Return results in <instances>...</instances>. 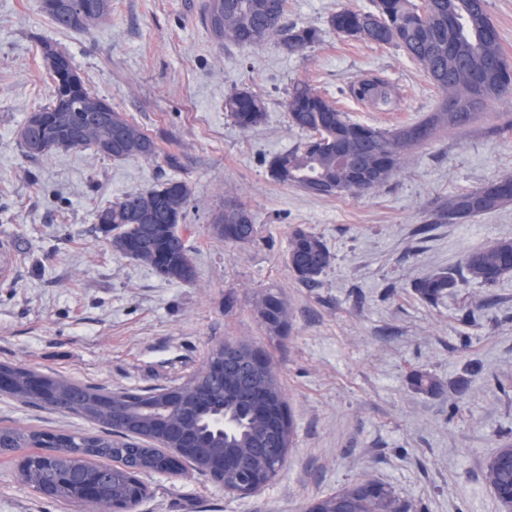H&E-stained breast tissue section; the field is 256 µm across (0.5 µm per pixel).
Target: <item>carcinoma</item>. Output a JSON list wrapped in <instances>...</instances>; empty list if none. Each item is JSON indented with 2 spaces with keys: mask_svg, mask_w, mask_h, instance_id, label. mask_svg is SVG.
I'll return each mask as SVG.
<instances>
[{
  "mask_svg": "<svg viewBox=\"0 0 512 512\" xmlns=\"http://www.w3.org/2000/svg\"><path fill=\"white\" fill-rule=\"evenodd\" d=\"M368 12L342 9L332 14L329 26L336 33L382 47H397L415 62L436 88L440 102L436 111L419 122L393 129L351 120L306 82L288 91L286 108L291 124L306 133L303 142L268 163L277 182L317 196H341L377 189L395 177L412 149L432 141L448 126L470 125L480 109L450 112L448 100L477 94L490 86L512 85V62L503 52L501 36L488 13L487 0H373ZM42 10L64 29L86 31L112 16V0H42ZM288 0H204L207 27L221 42L258 50L271 41L289 51H303L316 43L319 30L298 27L286 21ZM374 23L370 30L362 18ZM43 58L52 74L49 104L30 113L19 132V145L29 158L48 157L71 149H88L115 160L155 162L160 156L157 142L144 129L117 112L106 100L92 94L76 72L69 54L46 43ZM349 96L377 108L393 106L396 92L379 76H366L351 84ZM225 110L244 130H254L265 120V104L256 92L245 88L225 99ZM365 155L368 165H353L346 157ZM191 188L185 181L161 180L154 186L126 194L117 202L96 211V224L112 244V250L153 269L163 278L191 284L197 271L182 228ZM512 203V173L496 176L484 185L464 190L440 204L421 225L426 233L432 224H457ZM214 237L232 245L252 243L256 225L249 210L228 196L210 218ZM333 261L323 239L297 228L288 241L287 263L295 279L306 288ZM512 273V240L501 239L463 255L458 264L414 284L415 293L429 304L449 294L461 282L492 286ZM256 313L267 332L281 336L288 330V304L281 293L268 288L254 301ZM255 347L245 343L243 351L224 360V376L199 382L196 374L182 385L184 394L201 397L233 426L224 431L201 417L182 420L187 438H201L211 448L227 455L249 458L254 468L272 481L291 447L290 416L276 421L287 408L285 394L274 371L257 372L251 357ZM0 371L13 376L11 396L29 402V369L0 364ZM56 388L71 394L70 409L88 421L103 426L97 434H72L22 430L0 425V443L7 448L58 449L77 470L106 468L112 489H123L129 473L112 469L108 461L123 460L151 468L168 464L165 442L146 441L110 424L111 414L97 409L109 400L125 407L134 420L151 430L140 410L155 402L165 411L182 412L187 399L170 395L168 389L112 392L104 388L53 378ZM500 504L512 509V442H504L490 456L482 474ZM23 482L36 491L48 481L40 463L21 473ZM249 472L227 469L224 485L240 487L251 482ZM307 512H411V506L386 484L357 480L313 501Z\"/></svg>",
  "mask_w": 512,
  "mask_h": 512,
  "instance_id": "carcinoma-1",
  "label": "carcinoma"
}]
</instances>
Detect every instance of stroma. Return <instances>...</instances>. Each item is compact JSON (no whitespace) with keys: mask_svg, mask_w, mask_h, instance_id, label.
<instances>
[{"mask_svg":"<svg viewBox=\"0 0 512 512\" xmlns=\"http://www.w3.org/2000/svg\"><path fill=\"white\" fill-rule=\"evenodd\" d=\"M40 3L0 0V240L20 254L13 278L0 280V363L141 390L183 384L219 343L263 350L294 427L274 480L239 496L194 472L145 473L148 495L136 512H305L364 477L389 485L412 512H504L482 470L512 441V275L491 287L461 283L433 305L413 285L471 250L512 239V203L416 232L435 203L512 172V132L496 131L506 104L488 103L470 126L440 131L378 189L312 196L267 169L305 137L288 119L292 84L308 82L352 120L388 129L425 118L439 102L402 50L329 26L336 11L367 12L372 0H288V23L320 31L301 52L218 41L201 21L203 0H112L111 18L86 31L58 27ZM45 42L68 52L85 83L151 133L162 153L178 155L180 167L82 149L23 155L19 130L49 102ZM369 74L395 88L394 107L349 96L350 83ZM242 88L265 102L266 119L251 131L224 110ZM165 179L192 191L183 228L197 269L190 284L115 253L95 222L98 207ZM228 195L250 209L254 242L212 237L209 215ZM298 227L321 236L333 255L314 288L288 267ZM266 288L288 301L286 335H269L256 314L254 297ZM417 371L431 374L439 392L417 389ZM0 423L96 430L1 394ZM0 512L74 510L34 492L16 456L0 455Z\"/></svg>","mask_w":512,"mask_h":512,"instance_id":"1","label":"stroma"}]
</instances>
